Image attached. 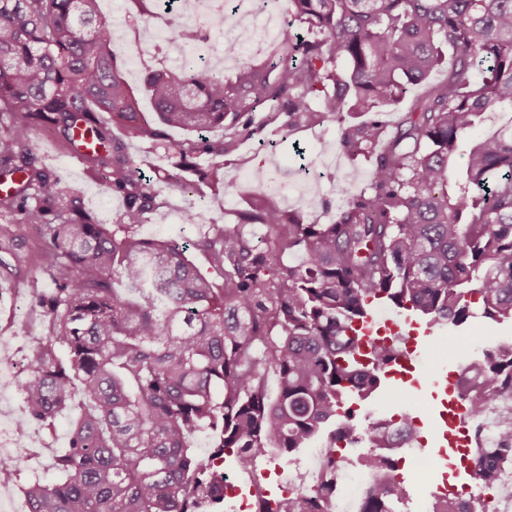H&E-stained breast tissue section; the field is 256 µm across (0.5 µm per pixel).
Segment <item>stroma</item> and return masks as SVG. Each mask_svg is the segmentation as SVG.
<instances>
[{
    "instance_id": "obj_1",
    "label": "stroma",
    "mask_w": 512,
    "mask_h": 512,
    "mask_svg": "<svg viewBox=\"0 0 512 512\" xmlns=\"http://www.w3.org/2000/svg\"><path fill=\"white\" fill-rule=\"evenodd\" d=\"M100 12L110 23V48L122 65L134 91L140 92L146 72L170 68L171 45L157 44L154 31L159 19L156 0H150L148 14H141L136 0H99ZM33 147L39 158L55 170L64 182L81 191L84 207L102 224H114L122 210V195L107 189L104 179L88 177L83 164L73 162L70 149L58 132L39 128L33 133ZM316 160L313 172H304L308 160ZM193 173L186 176V187L162 186L156 208L149 213L137 235L143 239L166 238L179 243L194 242L212 234L215 227L235 224L236 213L256 195L275 201L284 211L295 213L304 223L325 224L336 213L343 199L336 193L337 182H346L352 192H359L368 182L369 165L363 159H351L338 144V127L330 123L304 128L295 133L262 130L243 141L234 153L224 156L222 188L198 189L197 170L208 166L209 155H194ZM264 169L268 180L255 186L249 180L252 170ZM195 210L198 223L181 220L184 210ZM49 257L42 227L13 223L0 214V361H23L31 346L47 333L41 309L35 307V295L48 292L51 281L46 274ZM512 340V321H493L477 317L468 325L441 329L439 340L429 353L428 366L406 379H395L390 389L378 391L360 402V420L376 412L401 419L411 415L430 425L443 396L436 384L439 377H454L464 361L480 356L490 344ZM69 419L60 416L52 428L30 425L19 440L24 453L0 485V512H28L23 488L36 480L52 479V459L68 445ZM396 466L406 477L407 496L398 504V512H412L416 501L431 496L433 483L448 481L464 485L471 478L460 469L447 448H435L431 468L426 474L415 471L413 458L399 451Z\"/></svg>"
}]
</instances>
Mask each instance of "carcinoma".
Returning a JSON list of instances; mask_svg holds the SVG:
<instances>
[{
  "instance_id": "obj_1",
  "label": "carcinoma",
  "mask_w": 512,
  "mask_h": 512,
  "mask_svg": "<svg viewBox=\"0 0 512 512\" xmlns=\"http://www.w3.org/2000/svg\"><path fill=\"white\" fill-rule=\"evenodd\" d=\"M96 4L0 0V176L13 184L0 212L45 227L53 284L37 299L49 333L27 356L20 392L27 421L48 428L72 399L87 402L51 464L59 480L24 488L29 512H203L224 502L225 458L247 469L286 457L329 423L326 448L340 430L352 447L385 446L384 431L354 409L383 386L391 361L385 348L374 352L376 370L354 359L355 324L372 306L454 327L478 315L512 319V121L484 128L488 114L512 112V0H288V25L321 39L286 33L277 62H244L230 78L193 66L150 71L151 112L109 50ZM168 38L190 51L207 40L180 23ZM445 65L446 78L427 84ZM420 84L388 131L384 109ZM345 112L367 119L347 122ZM283 113L290 132L336 123L350 158L373 159L367 189L338 186L345 204L333 221L302 224L273 203L252 204L239 225L193 242L220 288L171 240L136 237L159 191L129 143L161 141L165 127L197 134L188 150L167 144L175 161L165 182L178 186L191 153L230 154ZM82 121L95 123L87 172L125 200L112 229L82 210L80 189L41 166L31 145L46 124L74 147ZM224 127L233 135L208 138ZM197 174L222 185L224 162ZM242 224L264 226L263 243ZM287 251L299 253L288 266ZM115 278L134 284L139 301L120 297ZM505 390L512 343L487 347L458 373L456 394L474 409ZM195 432L209 436V452L192 448ZM472 458V479L493 482L512 460V426ZM333 464L311 512H328ZM404 496L394 481L378 484L363 512H396Z\"/></svg>"
}]
</instances>
